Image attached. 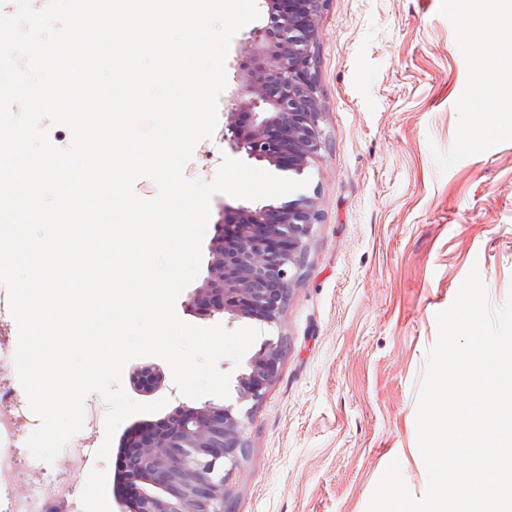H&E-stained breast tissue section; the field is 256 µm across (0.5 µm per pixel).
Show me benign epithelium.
Masks as SVG:
<instances>
[{
  "mask_svg": "<svg viewBox=\"0 0 512 512\" xmlns=\"http://www.w3.org/2000/svg\"><path fill=\"white\" fill-rule=\"evenodd\" d=\"M327 0H289L246 40L240 95L226 108L225 129L236 153L278 170L302 174L324 147L323 104L316 76L319 18ZM321 222L316 199L281 205L224 206L208 275L186 301L201 317L281 321ZM281 343L271 340L238 379L237 401H261L275 380ZM134 387L151 393L162 383L153 365L136 368ZM243 418L232 406H180L129 444L123 480L128 512H224L223 469L247 453Z\"/></svg>",
  "mask_w": 512,
  "mask_h": 512,
  "instance_id": "benign-epithelium-1",
  "label": "benign epithelium"
}]
</instances>
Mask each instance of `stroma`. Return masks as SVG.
Masks as SVG:
<instances>
[{
    "label": "stroma",
    "instance_id": "1",
    "mask_svg": "<svg viewBox=\"0 0 512 512\" xmlns=\"http://www.w3.org/2000/svg\"><path fill=\"white\" fill-rule=\"evenodd\" d=\"M457 0H327L319 20L317 78L324 146L303 177L322 210L306 263L279 324L254 319L252 351L282 343L279 374L246 414L248 455L226 467L229 512H366L399 461L413 497L427 491L416 413L424 370L448 308L478 269L492 308L512 294V111L482 134L471 43ZM232 151L223 128L201 140L183 175L211 180ZM163 409L126 419L107 460L75 479L80 512H125L116 454L135 428L185 405L166 362L163 383L134 389Z\"/></svg>",
    "mask_w": 512,
    "mask_h": 512
}]
</instances>
